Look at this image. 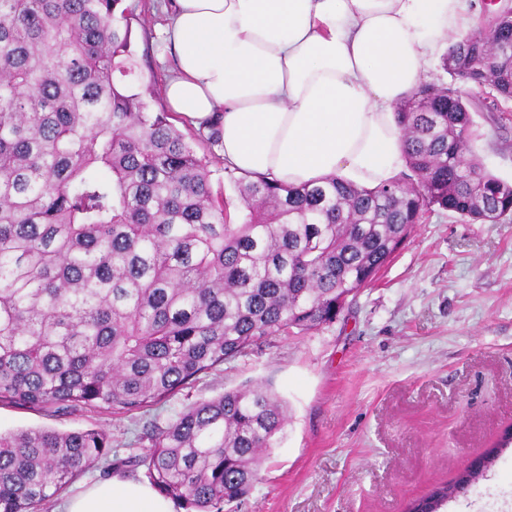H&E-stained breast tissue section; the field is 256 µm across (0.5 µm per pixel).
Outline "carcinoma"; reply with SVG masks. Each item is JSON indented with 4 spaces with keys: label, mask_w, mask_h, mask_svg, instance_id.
<instances>
[{
    "label": "carcinoma",
    "mask_w": 512,
    "mask_h": 512,
    "mask_svg": "<svg viewBox=\"0 0 512 512\" xmlns=\"http://www.w3.org/2000/svg\"><path fill=\"white\" fill-rule=\"evenodd\" d=\"M123 0H0V403L149 410L258 342L336 322L426 214L498 224L509 182L473 151V103L417 85L406 171L301 186L209 161L154 108ZM449 73L512 100V14L455 41ZM288 423L266 383L185 405L142 456L98 429L0 433V512H46L82 472L133 463L184 512L253 488ZM477 477L459 472L411 509Z\"/></svg>",
    "instance_id": "carcinoma-1"
}]
</instances>
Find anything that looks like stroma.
I'll return each instance as SVG.
<instances>
[{
	"mask_svg": "<svg viewBox=\"0 0 512 512\" xmlns=\"http://www.w3.org/2000/svg\"><path fill=\"white\" fill-rule=\"evenodd\" d=\"M157 108L175 57L169 0H124ZM474 151L512 183V100L469 85ZM271 382L290 421L249 496L223 512H404L512 424V219L429 213L377 278L320 332L276 336L222 364L163 406L132 413L0 405V432L102 429L121 457L142 454L150 423L185 405ZM444 512H512V447Z\"/></svg>",
	"mask_w": 512,
	"mask_h": 512,
	"instance_id": "obj_1",
	"label": "stroma"
}]
</instances>
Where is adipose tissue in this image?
Instances as JSON below:
<instances>
[{
    "label": "adipose tissue",
    "instance_id": "obj_1",
    "mask_svg": "<svg viewBox=\"0 0 512 512\" xmlns=\"http://www.w3.org/2000/svg\"><path fill=\"white\" fill-rule=\"evenodd\" d=\"M474 0H171L173 112L214 121L225 165L289 185L372 188L405 165L395 107ZM63 512H173L150 483L113 476Z\"/></svg>",
    "mask_w": 512,
    "mask_h": 512
}]
</instances>
